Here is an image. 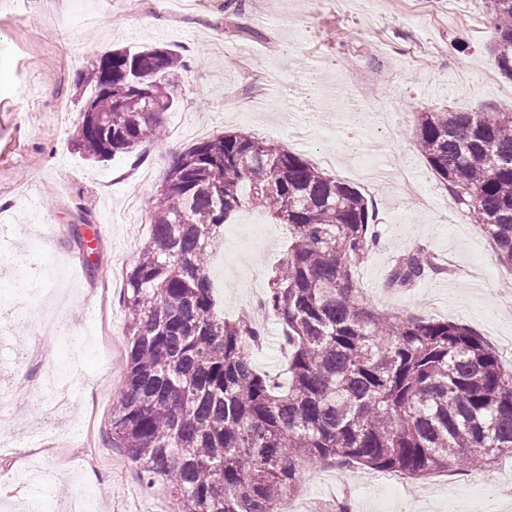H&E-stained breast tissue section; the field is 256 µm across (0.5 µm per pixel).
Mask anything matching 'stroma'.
<instances>
[{
    "label": "stroma",
    "instance_id": "1",
    "mask_svg": "<svg viewBox=\"0 0 512 512\" xmlns=\"http://www.w3.org/2000/svg\"><path fill=\"white\" fill-rule=\"evenodd\" d=\"M224 3L197 0L178 16L165 0H0V250L21 252L36 273L54 266L46 283L61 300L59 333L41 335L38 365L17 359L37 326L0 324V392L14 412V429L0 433V443L29 444L15 466L0 464V512L45 496L66 503L85 488L96 494V512H175L167 488L144 489L136 466L112 445L123 356L101 342L126 346L123 290L150 230L147 211L173 157L205 138L251 131L361 191L380 222L357 271L374 307L415 313L435 295L442 319L491 344L512 337L505 287L512 277L480 225L449 205L414 136L419 112H512V81L489 50L479 0H245L236 14ZM142 45L167 47L187 63L172 83L177 105L164 116V140L144 146L137 162L83 159L72 144L80 74L112 48ZM356 88L390 107L400 136L376 153L384 174L378 193L373 171L360 166L364 130L347 121ZM415 189L430 209L412 204ZM86 221L99 231L93 274L70 233ZM252 221L269 230L267 241L246 249L224 242L218 286L229 319L242 317L253 293L267 292L288 247L287 227L248 204L225 228L244 233ZM416 249L432 254L440 273L387 291L393 260ZM52 367L63 371L70 401L43 424L29 390ZM456 472L451 489L439 471L394 492L369 486L366 470L354 469L352 512H512V500L491 494L501 466ZM335 478V467L304 465L296 499H331Z\"/></svg>",
    "mask_w": 512,
    "mask_h": 512
}]
</instances>
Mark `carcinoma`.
I'll return each mask as SVG.
<instances>
[{
  "instance_id": "carcinoma-1",
  "label": "carcinoma",
  "mask_w": 512,
  "mask_h": 512,
  "mask_svg": "<svg viewBox=\"0 0 512 512\" xmlns=\"http://www.w3.org/2000/svg\"><path fill=\"white\" fill-rule=\"evenodd\" d=\"M490 49L512 80V0H481ZM185 67L166 48L115 49L78 83L89 90L73 145L86 159L137 155L163 136ZM416 146L450 201L512 270V112H421ZM251 202L288 225L266 305L288 340V384L260 371V332L227 320L210 256ZM373 205L355 187L248 131L174 157L127 273L124 385L112 447L142 483L165 484L178 512H278L304 463L420 478L512 454V371L462 324L373 307L355 269L375 246ZM438 271L399 257L391 291Z\"/></svg>"
}]
</instances>
